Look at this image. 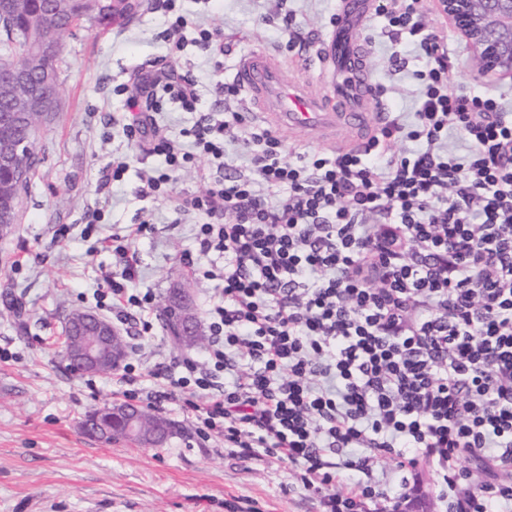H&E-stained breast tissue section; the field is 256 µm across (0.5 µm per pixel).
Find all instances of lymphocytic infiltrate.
I'll use <instances>...</instances> for the list:
<instances>
[{
	"mask_svg": "<svg viewBox=\"0 0 512 512\" xmlns=\"http://www.w3.org/2000/svg\"><path fill=\"white\" fill-rule=\"evenodd\" d=\"M427 9L378 0L425 67L413 123L392 118L360 151L290 159L272 130L209 112L191 153L128 100L130 135L167 165L141 196L168 193L199 154L222 170L186 205L208 217L200 254L224 263L205 273L222 284L206 310L210 346L165 365L131 360L121 394L181 403L195 435L241 462L287 463L320 512H397L423 461L445 512H512V114L459 88ZM231 131L249 172L230 170ZM452 131L464 151L449 149ZM144 230L112 234L121 267L97 290L98 309L139 340L154 328L129 251ZM477 463L486 479L465 490Z\"/></svg>",
	"mask_w": 512,
	"mask_h": 512,
	"instance_id": "obj_1",
	"label": "lymphocytic infiltrate"
}]
</instances>
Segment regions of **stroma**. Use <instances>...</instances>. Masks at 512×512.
<instances>
[{
	"instance_id": "1",
	"label": "stroma",
	"mask_w": 512,
	"mask_h": 512,
	"mask_svg": "<svg viewBox=\"0 0 512 512\" xmlns=\"http://www.w3.org/2000/svg\"><path fill=\"white\" fill-rule=\"evenodd\" d=\"M336 7L337 0H150L131 21L104 31L84 27L68 39L58 64L60 108L36 144L42 162L13 232L0 236V512H226L233 496L253 512H319L287 464L243 466L222 444L198 440L179 405L163 413L174 432L161 448L88 433L87 412L123 397L115 375L72 373L62 336L67 314L94 310L103 272L116 267L106 237L143 218L147 230L130 245L136 288L159 300L172 288L187 289L200 316L218 298L217 281L203 272L222 259L197 253L205 218L181 211L186 198L207 190L215 169L200 158L172 173L167 197L139 194L144 177L165 169L163 157L144 152L127 130V98L142 64L159 60L190 73L201 112L236 111L256 125L248 101L219 93L218 84H232L237 58L256 46L283 61L315 54ZM179 16L223 31V53L176 51L171 24ZM425 27L454 49L461 88H492L512 113V78L480 75L466 42L438 13L428 12ZM367 37L381 102L412 121L423 67L413 37L375 16ZM199 114L167 97L155 118L162 135L188 149L186 132ZM116 161L127 162V171L105 182ZM188 252L191 267L183 261Z\"/></svg>"
}]
</instances>
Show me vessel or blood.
<instances>
[{"instance_id":"obj_1","label":"vessel or blood","mask_w":512,"mask_h":512,"mask_svg":"<svg viewBox=\"0 0 512 512\" xmlns=\"http://www.w3.org/2000/svg\"><path fill=\"white\" fill-rule=\"evenodd\" d=\"M375 0H338L336 15L313 61L284 63L264 49L241 54L235 83L262 120L295 138L339 141L341 150L361 148L385 122V111L371 112L375 82L366 63V20Z\"/></svg>"}]
</instances>
